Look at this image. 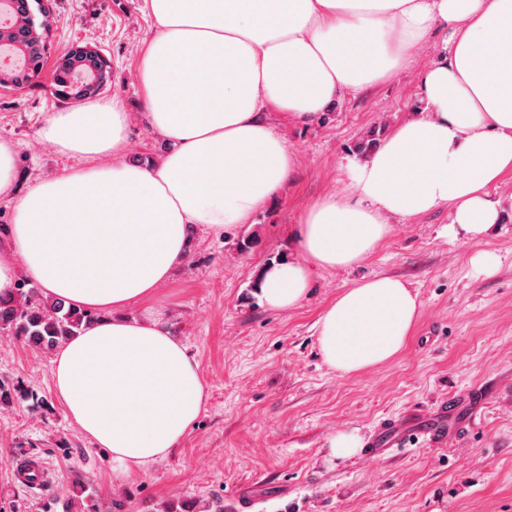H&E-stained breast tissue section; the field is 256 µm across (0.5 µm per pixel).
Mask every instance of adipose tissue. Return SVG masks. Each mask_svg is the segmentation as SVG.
I'll use <instances>...</instances> for the list:
<instances>
[{"label": "adipose tissue", "mask_w": 512, "mask_h": 512, "mask_svg": "<svg viewBox=\"0 0 512 512\" xmlns=\"http://www.w3.org/2000/svg\"><path fill=\"white\" fill-rule=\"evenodd\" d=\"M155 32L138 79L150 126L172 144L150 165L120 157L130 116L119 97L56 112L39 138L83 166L35 184L0 249V292L25 271L45 296L99 312L56 353L67 416L108 449L122 480L177 448L204 410L200 365L150 307L182 263L188 232L251 223L291 179L294 149L263 112L308 122L409 61L435 29L445 50L418 75L420 114L352 164L349 190L310 203L297 260L268 266L260 291L282 311L314 273L358 264L389 217L446 207L479 237L505 220L490 190L512 171V0H148ZM142 307L138 317L129 308ZM394 276L342 292L320 315L324 362L352 375L393 361L418 321Z\"/></svg>", "instance_id": "obj_1"}]
</instances>
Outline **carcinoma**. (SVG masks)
Listing matches in <instances>:
<instances>
[{"label":"carcinoma","mask_w":512,"mask_h":512,"mask_svg":"<svg viewBox=\"0 0 512 512\" xmlns=\"http://www.w3.org/2000/svg\"><path fill=\"white\" fill-rule=\"evenodd\" d=\"M11 20L21 16L27 24L13 28L10 38L26 44L29 53L19 69H6L0 78V87L5 89H24L34 85L44 66L45 39L49 35L50 22L46 12H41L42 20L34 21L31 0H10ZM70 55H64L54 71L55 94L67 100L68 81L72 80L86 86L83 99L97 95L107 81L108 74H94L86 67L76 69L69 74ZM97 319V314L64 306L63 302L45 297L31 286L27 279H19L7 293L0 292V333L14 336L47 352L63 346L69 339L81 333Z\"/></svg>","instance_id":"cac0c4a2"}]
</instances>
